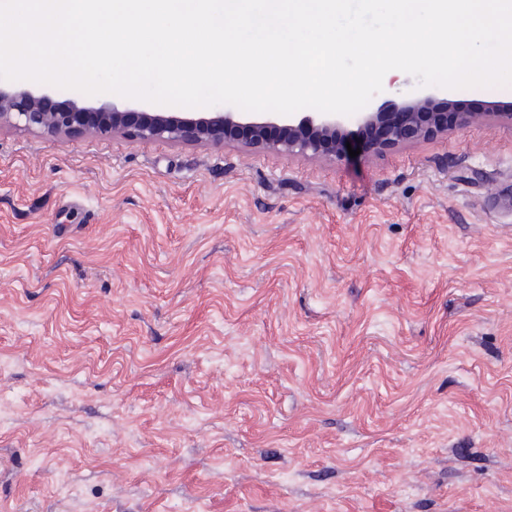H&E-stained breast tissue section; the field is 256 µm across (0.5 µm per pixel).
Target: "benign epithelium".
<instances>
[{
	"instance_id": "benign-epithelium-1",
	"label": "benign epithelium",
	"mask_w": 512,
	"mask_h": 512,
	"mask_svg": "<svg viewBox=\"0 0 512 512\" xmlns=\"http://www.w3.org/2000/svg\"><path fill=\"white\" fill-rule=\"evenodd\" d=\"M436 99L418 91L403 103L382 104L353 115L351 129L334 114L308 112L299 119L257 121L236 112H212L208 116L173 115L121 110L113 104L84 107L70 100L59 104L46 94L27 89L0 87V129L12 128L54 137L87 135L138 139H165L176 144H237L268 148L304 156L338 158L347 144L357 145V135L370 128L381 136L364 143L376 153L386 147L409 143L448 129L461 130L487 116L485 112H458L453 124L441 120Z\"/></svg>"
}]
</instances>
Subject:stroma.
Instances as JSON below:
<instances>
[{"label": "stroma", "instance_id": "obj_1", "mask_svg": "<svg viewBox=\"0 0 512 512\" xmlns=\"http://www.w3.org/2000/svg\"><path fill=\"white\" fill-rule=\"evenodd\" d=\"M0 512H512V124L354 161L0 131Z\"/></svg>", "mask_w": 512, "mask_h": 512}]
</instances>
